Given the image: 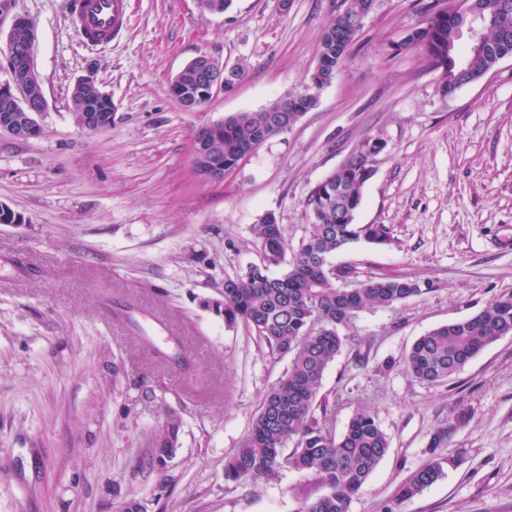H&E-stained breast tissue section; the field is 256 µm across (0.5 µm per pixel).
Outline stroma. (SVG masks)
Segmentation results:
<instances>
[{
    "label": "stroma",
    "instance_id": "1",
    "mask_svg": "<svg viewBox=\"0 0 512 512\" xmlns=\"http://www.w3.org/2000/svg\"><path fill=\"white\" fill-rule=\"evenodd\" d=\"M129 25L101 48L81 46L66 0H16L33 24V62L47 102L40 136L0 137V512H299L317 495L281 470L224 478L266 392L288 367L240 324L210 309L225 277L260 263L251 227L274 213L292 243L310 231L311 190L356 158L372 171L355 215L391 242L333 256L364 280L433 282L429 293L362 311L353 343L322 384L342 432L361 408L390 440L349 512H512V337L450 381L426 385L402 359L424 333L512 293V57L442 94L441 69L406 37L427 0H374L316 105L244 157L223 181L193 170L205 122L299 92L324 24L345 0H128ZM243 68L236 87L182 109L171 78L199 56ZM112 99V123L79 129L71 91L89 67ZM378 150H371V143ZM181 330L187 367L144 342L145 313ZM181 421L165 465L153 436ZM449 428L441 448L435 432ZM442 476L409 500L399 487L433 457Z\"/></svg>",
    "mask_w": 512,
    "mask_h": 512
}]
</instances>
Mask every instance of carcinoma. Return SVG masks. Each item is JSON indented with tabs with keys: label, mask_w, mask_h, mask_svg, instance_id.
Instances as JSON below:
<instances>
[{
	"label": "carcinoma",
	"mask_w": 512,
	"mask_h": 512,
	"mask_svg": "<svg viewBox=\"0 0 512 512\" xmlns=\"http://www.w3.org/2000/svg\"><path fill=\"white\" fill-rule=\"evenodd\" d=\"M493 18L480 49H470L466 60L457 62L448 46H456L457 34L446 18L428 14L425 27L417 32L425 42L433 64L444 70L441 88L448 82L470 83L491 70L501 59L512 55V0H481ZM363 0H350L325 24L318 46L323 53L330 38H336L342 53L359 33L352 20L362 11ZM195 66L187 65L170 82L173 88L195 95ZM99 87H73V111H83L89 101L96 103L102 124L112 122V103L99 97ZM294 113L242 112L224 119V125L209 133L205 142L203 168L232 164L250 145L262 127L272 129ZM365 160L351 161L329 175L333 190L314 187L306 199L313 216L308 236L303 238L291 260H286L288 238L283 225L266 219L253 225L262 262L234 277L224 279L223 299L212 303L224 322L244 324L255 332L269 351L288 358V368L280 381L265 395L240 448L224 465L225 479L233 482L272 479L283 468L311 476L322 493L305 498L299 512H349L352 499L387 455L390 440L376 416L359 409L337 435L326 424L328 402L321 394L328 366L350 343L342 333L357 314L367 308H390L412 297L430 292L431 282L408 277H370L358 283L353 271L326 267L330 257L364 240L374 245L391 243L383 224H356L364 182L356 172ZM287 264L279 275L271 268ZM512 335V293L502 294L480 311L450 321L419 336L403 358L405 371L426 384L450 380L461 372L484 348ZM180 428L178 418H168L155 437L153 459L163 464L175 446ZM290 451H285V448ZM444 459L437 457L402 484L401 500L418 494L438 479Z\"/></svg>",
	"instance_id": "carcinoma-1"
}]
</instances>
